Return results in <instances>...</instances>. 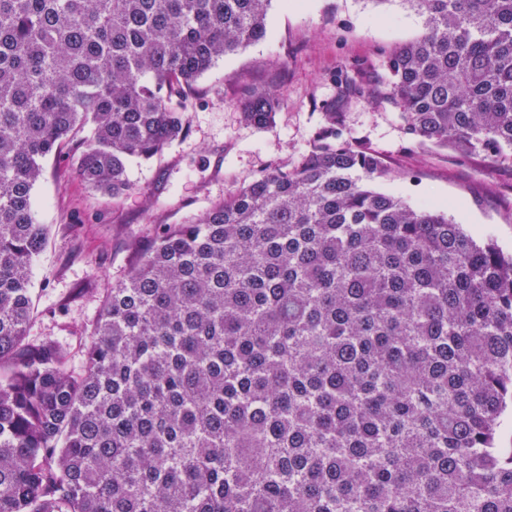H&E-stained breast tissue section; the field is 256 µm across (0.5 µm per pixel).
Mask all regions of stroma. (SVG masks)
<instances>
[{"label":"stroma","instance_id":"obj_1","mask_svg":"<svg viewBox=\"0 0 512 512\" xmlns=\"http://www.w3.org/2000/svg\"><path fill=\"white\" fill-rule=\"evenodd\" d=\"M422 32L405 0H273L266 37L197 80L189 134L132 163L133 186L123 196L87 186L65 156L46 159L33 191L35 217L49 234L33 265L30 342L60 343L80 369L99 301L127 275L134 246H148L156 225L202 214L259 173L297 164L331 110L343 112L352 137L390 169L376 190L413 207L432 204L476 239L490 236L512 251V163L407 146L383 61ZM343 74L363 95L339 97L334 78ZM272 83L281 91L273 122L244 124L233 104L240 89Z\"/></svg>","mask_w":512,"mask_h":512}]
</instances>
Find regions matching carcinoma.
Here are the masks:
<instances>
[{
	"label": "carcinoma",
	"mask_w": 512,
	"mask_h": 512,
	"mask_svg": "<svg viewBox=\"0 0 512 512\" xmlns=\"http://www.w3.org/2000/svg\"><path fill=\"white\" fill-rule=\"evenodd\" d=\"M404 2L423 33L385 68L412 147L511 162L512 0ZM271 4L0 0V512H512V252L372 188L390 172L341 112L133 248L80 371L27 339L43 160L66 145L125 194ZM278 101L237 105L263 128Z\"/></svg>",
	"instance_id": "obj_1"
}]
</instances>
